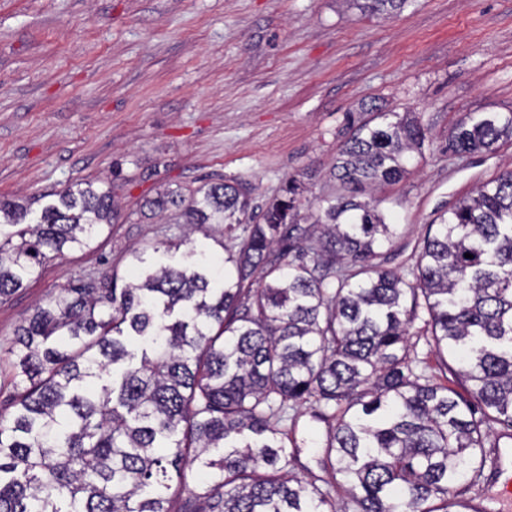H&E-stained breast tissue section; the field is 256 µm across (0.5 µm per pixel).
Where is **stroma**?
Returning <instances> with one entry per match:
<instances>
[{"mask_svg":"<svg viewBox=\"0 0 512 512\" xmlns=\"http://www.w3.org/2000/svg\"><path fill=\"white\" fill-rule=\"evenodd\" d=\"M418 113L432 133L410 174L378 190L398 226L388 268L405 271L441 216L512 169V143L443 153L468 112H512V0H410L385 18L346 0H0V196L32 216L82 179L111 183L120 214L0 301V348L35 306L179 240L174 212L142 218L167 188L228 179L255 205L300 187V212L332 198L346 114ZM324 425L302 414L299 473L321 474Z\"/></svg>","mask_w":512,"mask_h":512,"instance_id":"35a3bbf8","label":"stroma"}]
</instances>
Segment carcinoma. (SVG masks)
<instances>
[{"label":"carcinoma","instance_id":"obj_1","mask_svg":"<svg viewBox=\"0 0 512 512\" xmlns=\"http://www.w3.org/2000/svg\"><path fill=\"white\" fill-rule=\"evenodd\" d=\"M350 2L392 17L408 0ZM428 134L413 112L353 122L336 195L307 226L293 185L258 213L239 181L145 200L146 218L219 226L224 272L203 250L172 265L138 249L136 281L63 287L25 319L0 350L16 389L0 512H483L465 493L499 468L497 426L512 428V170L441 216L410 275L389 269L397 225L370 192L405 178ZM511 141V112H469L446 150ZM28 215L0 199V299L118 219L102 181ZM421 309L466 395L411 355ZM303 405L326 427L321 487L288 469Z\"/></svg>","mask_w":512,"mask_h":512}]
</instances>
